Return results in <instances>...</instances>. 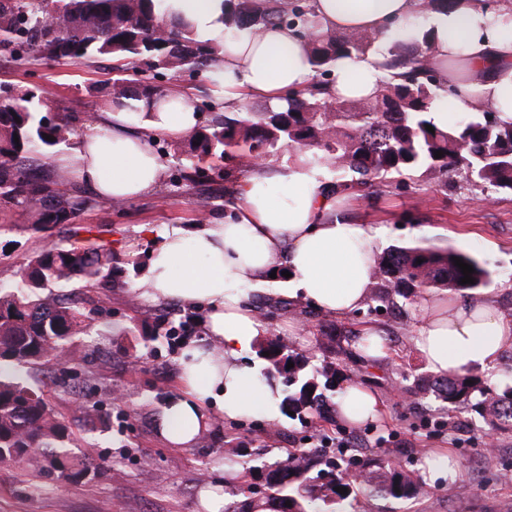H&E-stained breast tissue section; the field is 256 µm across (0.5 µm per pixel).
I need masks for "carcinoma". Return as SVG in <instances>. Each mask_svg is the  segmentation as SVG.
Segmentation results:
<instances>
[{
	"label": "carcinoma",
	"instance_id": "obj_1",
	"mask_svg": "<svg viewBox=\"0 0 512 512\" xmlns=\"http://www.w3.org/2000/svg\"><path fill=\"white\" fill-rule=\"evenodd\" d=\"M165 0H0V53L26 64L101 59L115 63L116 77L100 92L117 103L139 89L163 94L153 80L188 73L218 79L213 66L219 44L200 42L168 23ZM226 22L231 28L259 32L269 26L299 27L311 43V64L317 81L306 90L290 92L287 107L253 112L243 108L230 115L223 106L206 103L207 118L184 139L168 141L143 132L145 142L163 155H171L170 184L201 185L221 177L220 171L201 163L216 159L224 171L244 172L267 158L291 152H311L336 193L378 192L424 174L439 190L448 179L463 174L498 193L512 194V121L500 119L493 107L471 112L448 126L433 124L430 109L447 103L446 90L423 69L431 41L394 36L387 50L386 78L379 93L362 100L336 101L328 93V77L339 57L365 56L378 50L376 37L365 33L336 35L315 31L311 5L304 0L284 4L268 0L256 8L254 0H226ZM80 117L60 111L49 87L17 89L0 86V231L17 230L47 240L24 262L18 280L0 286V449L15 453L12 463L45 473L61 468L67 481L77 483L96 468L87 456L67 449L77 446L70 427L54 413L40 387L6 376V367L37 369L49 358L62 356L66 346L91 326L83 307L54 293L79 284L81 288H114L122 278V265H136L129 254L119 260L112 246L100 240L94 228L75 226L80 211L110 208L84 188L67 187L64 173L47 162L49 156L70 145ZM53 140L46 139V136ZM443 151L440 158L435 152ZM18 210L23 224L8 222ZM85 234L82 244L62 246L53 241L63 228ZM471 265L472 284L460 283L463 274L454 258ZM375 288L370 313L389 317L398 301L422 290L448 289L474 298L490 279L489 270L473 255L453 247L422 244L395 245L374 260ZM184 317L156 318L144 328L151 340L188 336L194 332L196 308L184 306ZM384 313H379V310ZM267 363L264 375L275 379L292 416H324V391L336 388V363H312L309 356L288 350L276 338L258 349ZM294 367L287 368L288 362ZM433 394L448 404V413L473 412L493 428L512 429V384L500 390L488 387L477 373L444 378L420 377L413 394ZM278 479L247 486L251 497L232 506V512H263L278 502L277 512H338L353 494L364 490L383 499L418 500L429 490L414 474L391 457L347 454L325 457L317 452L293 450L276 465ZM336 487L347 491L338 493ZM290 505H285V502Z\"/></svg>",
	"mask_w": 512,
	"mask_h": 512
}]
</instances>
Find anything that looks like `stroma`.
Here are the masks:
<instances>
[{"instance_id":"35a3bbf8","label":"stroma","mask_w":512,"mask_h":512,"mask_svg":"<svg viewBox=\"0 0 512 512\" xmlns=\"http://www.w3.org/2000/svg\"><path fill=\"white\" fill-rule=\"evenodd\" d=\"M108 63L89 67L80 62L26 68L0 55V84L53 88L61 111H77L78 133L93 125L102 107L89 89L111 77ZM226 181L211 187L209 211L196 209L192 190L160 183L152 194L109 209L88 208L76 222L99 228L118 254H147L150 244L141 229L149 224L199 223L223 215ZM350 223L379 224L376 255L394 244L453 246L477 255L491 273L485 294L512 317V194L488 196L480 187L456 177L447 192L432 190L426 177L387 190L374 202L352 199ZM42 239L26 233L0 235V285L14 283L24 258L40 249ZM142 270H129L128 286L101 297L78 298L93 311L92 332L76 337L70 354L48 359L35 379L44 385L57 416L80 438V452L97 468L79 483H60L55 476L0 463V512H201L199 491L217 486L232 501L245 490L254 467L282 460L287 449L320 450L336 445L339 435L362 437L366 452L395 456L420 473L426 453L451 449L458 475L448 480L431 471L430 493L420 500L394 501L358 496L347 512H512V430L490 431L480 422L449 417L439 402L417 399L409 388L427 368L412 342L411 326L391 322L385 338L394 356L384 363L338 362L344 376L376 392L384 417L351 426L337 420L298 421L276 425L250 416L216 419L189 448L167 445L158 435L155 417L178 390V358L200 338L199 333L175 341H152L142 326L155 304L139 288ZM322 315L269 318L272 332L287 336L289 350L323 357L328 339L319 325ZM241 449L234 472L224 466V451Z\"/></svg>"}]
</instances>
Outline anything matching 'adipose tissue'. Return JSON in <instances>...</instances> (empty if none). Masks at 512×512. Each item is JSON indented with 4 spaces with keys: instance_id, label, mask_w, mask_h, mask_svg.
Wrapping results in <instances>:
<instances>
[{
    "instance_id": "adipose-tissue-1",
    "label": "adipose tissue",
    "mask_w": 512,
    "mask_h": 512,
    "mask_svg": "<svg viewBox=\"0 0 512 512\" xmlns=\"http://www.w3.org/2000/svg\"><path fill=\"white\" fill-rule=\"evenodd\" d=\"M421 2L312 0V12L322 30L366 32L384 44L393 25L408 27ZM170 3L196 40H223L217 68L225 111H238L253 98L279 110L285 92L313 83L310 45L296 28L276 25L230 36L224 0ZM501 16V23H492L484 0H456L451 10L429 13L435 79L451 90L450 108L431 110L436 125H447L449 110L479 112L489 105L501 118H512V5H502ZM384 61L380 53L337 59L332 94L340 100L374 96ZM195 104L190 91L171 90L160 97L136 94L124 106L105 107L91 130L72 139L61 164L84 187L115 202L150 193L166 163L147 146L143 131L180 139L201 121ZM231 188L236 203L223 218L145 232L152 245L143 277L148 297L202 313L203 339L181 353L178 393L156 418L160 436L178 448L193 446L217 414L235 419L258 413L271 423L280 420V389L265 380L263 364L254 359L270 330L248 305L247 290L266 289L271 272L282 267L291 274L294 298L343 320L366 304L375 285L380 227L341 219V197L306 156L277 168L260 162L238 175ZM417 312L413 342L432 373L478 372L494 382L512 350V318L493 300L429 291L420 296ZM335 407L337 420L351 425L382 416L377 396L355 383L344 385Z\"/></svg>"
}]
</instances>
